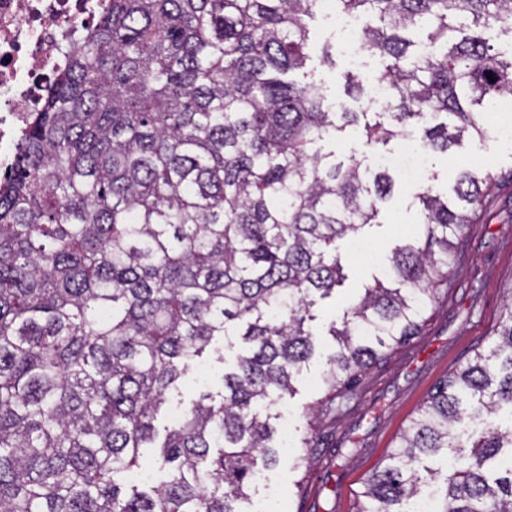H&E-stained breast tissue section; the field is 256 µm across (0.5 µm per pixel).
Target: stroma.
<instances>
[{
    "label": "stroma",
    "mask_w": 512,
    "mask_h": 512,
    "mask_svg": "<svg viewBox=\"0 0 512 512\" xmlns=\"http://www.w3.org/2000/svg\"><path fill=\"white\" fill-rule=\"evenodd\" d=\"M312 50L307 67L322 79L331 100L346 101L342 73L354 71L364 87H371L382 61L365 52L361 66H352L330 21L324 14L310 20ZM334 46L335 66L323 65L319 49ZM348 101V100H347ZM343 162L372 165L379 148L365 144L355 128L324 145ZM435 192L450 193L461 170L477 175L491 173L498 185L486 197L475 224L466 231L464 246L448 279V295L433 309L419 336L398 349L381 367L370 370L352 399L342 402L336 417H325L315 430L307 421L323 397L320 375L333 348L327 330L339 319L360 289L380 273L392 248L412 237L420 222L415 196L421 183L393 170V196L382 210L380 225L364 229L361 241L370 244L372 255L353 251L342 244L347 278L335 295L321 300L315 309V352L295 381V392L279 406L275 422L288 434V445L279 451L276 466L261 471L250 504L251 512H353L362 479L382 466L393 452L399 435L427 400L434 386L463 366L475 352L488 350L503 319L505 303L512 296V144L494 140L483 145L463 143L451 156L437 155L427 161ZM241 343L216 339L206 361L205 372L191 370L172 391L158 417L167 425L189 400L200 392H216L224 386V369L241 352ZM310 437L306 461L297 464L295 448Z\"/></svg>",
    "instance_id": "1"
}]
</instances>
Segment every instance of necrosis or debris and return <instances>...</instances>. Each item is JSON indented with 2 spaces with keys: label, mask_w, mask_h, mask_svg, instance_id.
Masks as SVG:
<instances>
[{
  "label": "necrosis or debris",
  "mask_w": 512,
  "mask_h": 512,
  "mask_svg": "<svg viewBox=\"0 0 512 512\" xmlns=\"http://www.w3.org/2000/svg\"><path fill=\"white\" fill-rule=\"evenodd\" d=\"M99 0H0V167L14 160L29 116Z\"/></svg>",
  "instance_id": "1"
}]
</instances>
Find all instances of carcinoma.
Listing matches in <instances>:
<instances>
[{
  "mask_svg": "<svg viewBox=\"0 0 512 512\" xmlns=\"http://www.w3.org/2000/svg\"><path fill=\"white\" fill-rule=\"evenodd\" d=\"M336 4L387 58L384 112L334 103L304 72L318 0H107L71 47L0 180V512H249L250 478L278 460L271 409L345 280L340 242L380 223L394 188L322 144L359 126L368 145L445 155L489 140L512 94V54L482 37L512 35V0ZM494 184L463 170L454 199L417 195L415 237L330 326L309 426L421 333ZM217 336L248 348L160 434L169 390ZM145 448L166 479L129 490ZM428 483L444 488L434 512H512V303L356 512H408Z\"/></svg>",
  "mask_w": 512,
  "mask_h": 512,
  "instance_id": "cac0c4a2",
  "label": "carcinoma"
}]
</instances>
